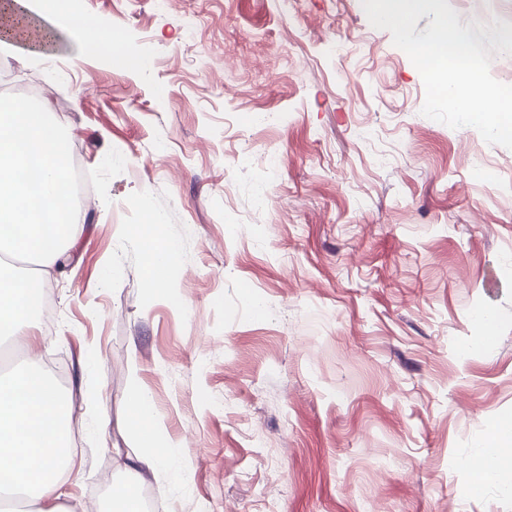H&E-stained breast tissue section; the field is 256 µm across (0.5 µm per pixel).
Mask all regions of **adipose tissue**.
I'll use <instances>...</instances> for the list:
<instances>
[{
  "label": "adipose tissue",
  "mask_w": 512,
  "mask_h": 512,
  "mask_svg": "<svg viewBox=\"0 0 512 512\" xmlns=\"http://www.w3.org/2000/svg\"><path fill=\"white\" fill-rule=\"evenodd\" d=\"M0 13L22 15L27 41L38 42L53 16L49 0H0ZM68 143L47 118L46 109L17 98L0 110V253L35 259L43 271L62 264L65 249H77L83 231L67 194ZM162 215L148 214L136 233L143 240L142 278L155 294L170 290V260L179 246L160 241ZM38 279L20 276L0 264V334L33 335L36 328ZM71 404L46 374L29 364L12 376L0 377V492L37 494L48 501L46 512L70 475L74 454L70 442ZM127 426L140 453L128 464L129 485L114 494L119 512H142L132 491L145 474L170 467L169 442L157 419L150 394L131 384ZM471 485L485 487L512 473V421L491 429L480 451L466 461Z\"/></svg>",
  "instance_id": "obj_1"
}]
</instances>
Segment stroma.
Masks as SVG:
<instances>
[{
  "label": "stroma",
  "instance_id": "35a3bbf8",
  "mask_svg": "<svg viewBox=\"0 0 512 512\" xmlns=\"http://www.w3.org/2000/svg\"><path fill=\"white\" fill-rule=\"evenodd\" d=\"M448 2L481 42L512 24V0ZM68 7L122 60L0 46V105L48 103L84 183L54 323L12 356L76 408L59 506L112 512L136 381L193 467L145 475L143 512H512L463 493L512 418V150L423 116L362 0ZM153 211L180 244L164 296L132 234Z\"/></svg>",
  "mask_w": 512,
  "mask_h": 512
}]
</instances>
